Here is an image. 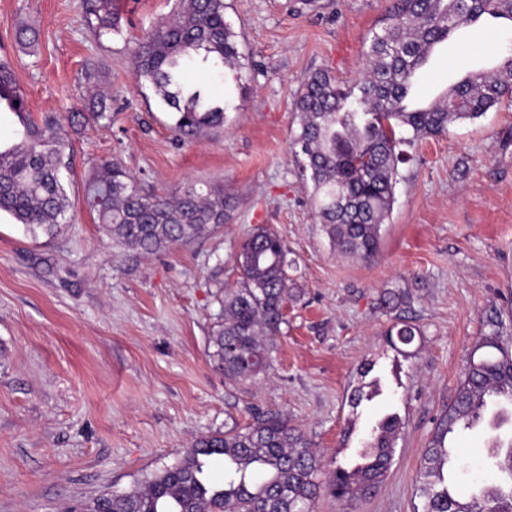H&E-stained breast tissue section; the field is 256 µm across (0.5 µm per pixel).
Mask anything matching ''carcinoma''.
Listing matches in <instances>:
<instances>
[{
	"instance_id": "carcinoma-1",
	"label": "carcinoma",
	"mask_w": 512,
	"mask_h": 512,
	"mask_svg": "<svg viewBox=\"0 0 512 512\" xmlns=\"http://www.w3.org/2000/svg\"><path fill=\"white\" fill-rule=\"evenodd\" d=\"M225 0H179L175 13L151 26L133 50L137 83L148 86L174 114L173 129L200 135L224 127V103L188 70L219 72L240 66L237 34L226 22ZM483 18L512 22V0H398L391 23L373 33L366 71L355 88L326 70L311 73L295 101L299 130L292 145L305 161L301 175L311 183L320 223L340 253L368 258L378 249L389 215L401 154L399 144L448 133L459 122L482 116L512 100V57L493 68L471 70L437 102L413 103L416 77L434 48ZM89 30L100 35L118 25L112 0H86ZM22 126L20 140L0 149V214L33 238H53L71 220V201L62 177L68 142L58 120L37 122L13 67L0 59V107ZM87 111L96 119L109 111L94 94ZM408 133L406 137L397 132ZM86 199L102 232L117 246L154 252L189 243L220 229L236 201L224 185L188 184L170 195L143 190L117 160L102 162L86 186ZM288 245L259 226L240 243L239 285L224 290V320L208 338L213 367L232 383L257 378L272 368L270 335L292 297ZM408 303L403 291H386L379 309L393 315L386 335L409 346L420 329L396 314ZM512 424V349L499 332L482 337L468 354L453 401L426 448L416 479L421 512H512V433L496 435L492 466L500 475L467 502L448 487V466L467 469L453 445L460 431L485 424L498 431ZM401 418L385 414L374 422L351 466L337 461L322 472L310 440L288 417L258 412L244 429L236 426L197 439L173 465L144 478L127 493L106 491L69 512H313L325 493L344 509L374 494L393 463ZM224 461V483L207 478V468Z\"/></svg>"
}]
</instances>
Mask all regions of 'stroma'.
I'll return each instance as SVG.
<instances>
[{
    "mask_svg": "<svg viewBox=\"0 0 512 512\" xmlns=\"http://www.w3.org/2000/svg\"><path fill=\"white\" fill-rule=\"evenodd\" d=\"M84 2L0 0V58L34 117L80 110L92 63L112 101L110 118L69 130L72 224L34 239L0 216V512H60L131 490L197 438L249 423L253 408L287 415L324 460L343 463L380 414L398 413L393 465L358 512H416L415 477L468 351L494 316L512 340V101L409 147L378 251L362 261L336 253L322 230L291 145L294 102L317 70L358 81L396 0H226L243 58L208 80L228 103L224 127L182 140L131 63L136 41L177 0H116L119 29L100 37L85 25ZM23 25L39 33L34 49L14 41ZM509 54L508 24L460 31L422 69L416 103ZM110 158L147 192L220 183L237 206L191 244L117 247L85 195ZM261 225L287 241L297 297L271 338L272 369L236 385L214 369L208 337L237 282L238 245ZM398 289L421 330L402 353L377 307ZM367 363L381 392L355 409L349 394Z\"/></svg>",
    "mask_w": 512,
    "mask_h": 512,
    "instance_id": "stroma-1",
    "label": "stroma"
}]
</instances>
